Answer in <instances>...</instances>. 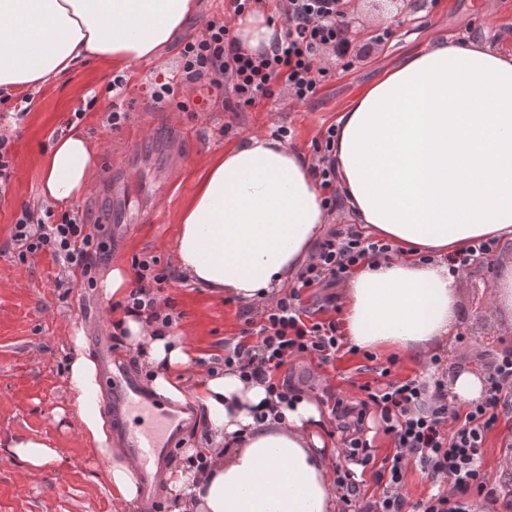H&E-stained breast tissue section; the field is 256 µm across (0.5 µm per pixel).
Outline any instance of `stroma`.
<instances>
[{"label": "stroma", "instance_id": "stroma-1", "mask_svg": "<svg viewBox=\"0 0 512 512\" xmlns=\"http://www.w3.org/2000/svg\"><path fill=\"white\" fill-rule=\"evenodd\" d=\"M198 3L199 11L184 33L157 58L125 69L92 58L43 86L0 94V131L11 135L13 155L10 189L0 198V439L39 438L63 455L62 462L39 471L0 456V512H114L107 471L125 452L117 446L101 450L81 430L66 380L73 356L69 338L83 332L84 352L92 358L98 337L111 336L112 324L124 310L104 296L100 281L110 269H130L136 256L156 257L162 268L172 266L180 216L208 158L249 132L269 133L279 125L291 127L294 146L313 154V142L335 124L337 112L406 52L447 37L512 34V0H345L353 50L342 61L323 58L328 75L314 99L295 103L281 83L276 98L232 112L208 81L182 78L185 43L201 38L208 22L231 15L230 0ZM385 30L391 33L389 40L378 41ZM119 73L125 84L116 92L112 77ZM165 83L173 86V95L143 98V89L156 90ZM23 100L28 103L26 115L9 120V112ZM116 107L129 118L112 129L107 117ZM77 110L83 113L79 126L95 151V177L72 206L54 209L40 195L42 169L58 132ZM158 115L175 132L187 134L166 166L144 124ZM137 146L144 159L126 171L123 198L113 202L106 173L115 157ZM25 208L37 216L49 210L58 219L69 212L86 224H102L108 251L97 267L98 286L77 282L70 289L60 288L58 280L70 276L63 262L47 253L18 258L11 229ZM511 263L512 245H502L490 259L463 273L457 337L440 351L441 380L462 367L483 371L486 361L512 347V321L488 303L499 272ZM163 294L178 315L173 328L187 334L194 357L223 367L225 347L244 327L241 305L195 287L179 273ZM387 365L401 378L431 375L426 361L391 349L374 351L369 359L343 349L329 364L296 357L285 370L313 396L329 389L359 399L362 385L374 378L373 368ZM510 438L512 416L500 417L486 439L482 463L494 480L512 485V454L503 446Z\"/></svg>", "mask_w": 512, "mask_h": 512}]
</instances>
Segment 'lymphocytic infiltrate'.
<instances>
[{"label": "lymphocytic infiltrate", "mask_w": 512, "mask_h": 512, "mask_svg": "<svg viewBox=\"0 0 512 512\" xmlns=\"http://www.w3.org/2000/svg\"><path fill=\"white\" fill-rule=\"evenodd\" d=\"M340 0H288L284 33L270 50L250 56L240 51L229 26L210 22L198 41L183 51V71L188 79L229 76L232 95L224 107L238 111L271 99L278 83H285L295 103L313 98L325 75L318 60L326 54L346 57L351 41ZM20 257L51 253L79 270L87 285L95 283L98 258L106 252L100 237L86 233L82 220L63 216L60 223H34L22 211L11 230ZM391 244L369 241L353 228L335 229L317 246L316 258L298 276L284 297L270 304L261 320L246 318L242 337L224 355V365L238 369L244 379L264 383L268 393L285 401L300 390L278 372L290 357L307 355L330 363L342 345L335 321L308 322L303 318L302 293L322 292L324 303L336 300L334 290L350 271L363 262L388 259ZM135 286L124 304L126 312L146 314L149 321L172 326L174 316L160 306V294L172 274L159 268L152 257L132 261ZM383 368L375 384H364L366 397L358 402L336 399L332 415L351 467L335 470V482L345 504L359 502L360 512H403L401 490L408 468L417 465L431 481L430 492L415 504L416 512H473L475 499L489 503L506 499L482 465V448L500 415L512 413V349L492 357L485 366L486 391L464 410L448 406L441 381L390 380ZM376 417L394 443L393 453L376 459L366 427ZM374 466L373 477L383 492L378 500L360 502L358 468ZM512 510V499H506Z\"/></svg>", "instance_id": "obj_1"}]
</instances>
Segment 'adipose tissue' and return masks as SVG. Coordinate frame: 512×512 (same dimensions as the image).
<instances>
[{"instance_id":"ef3b65f1","label":"adipose tissue","mask_w":512,"mask_h":512,"mask_svg":"<svg viewBox=\"0 0 512 512\" xmlns=\"http://www.w3.org/2000/svg\"><path fill=\"white\" fill-rule=\"evenodd\" d=\"M196 0H0V90L46 84L87 57L126 68L172 43ZM242 50L270 49L281 30L264 15L236 18ZM336 184L356 224L398 251L359 265L342 290L351 346L422 356L453 338L458 281L446 258L478 239L512 242V51L452 38L407 53L338 113ZM305 152L261 132L209 160L184 209L174 261L196 286L242 306L270 303L309 261L331 218ZM94 155L80 131L45 159L41 196L73 205L88 189ZM423 254L433 262L420 263ZM126 341L157 396L192 402L198 445L165 474L169 512H337L338 450L310 395L271 400L235 370L194 366L182 335L123 318ZM73 407L105 446L95 409V363L72 338ZM192 372L193 382L179 376ZM8 457L42 470L60 461L49 442L19 436ZM115 512H138L134 461L107 472Z\"/></svg>"}]
</instances>
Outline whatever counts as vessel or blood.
Listing matches in <instances>:
<instances>
[{
	"instance_id": "b4317fda",
	"label": "vessel or blood",
	"mask_w": 512,
	"mask_h": 512,
	"mask_svg": "<svg viewBox=\"0 0 512 512\" xmlns=\"http://www.w3.org/2000/svg\"><path fill=\"white\" fill-rule=\"evenodd\" d=\"M99 347L109 392L106 408L116 422L114 436L137 464L142 478H150L152 470L168 459L183 422L167 405L147 393L109 342L100 341Z\"/></svg>"
}]
</instances>
